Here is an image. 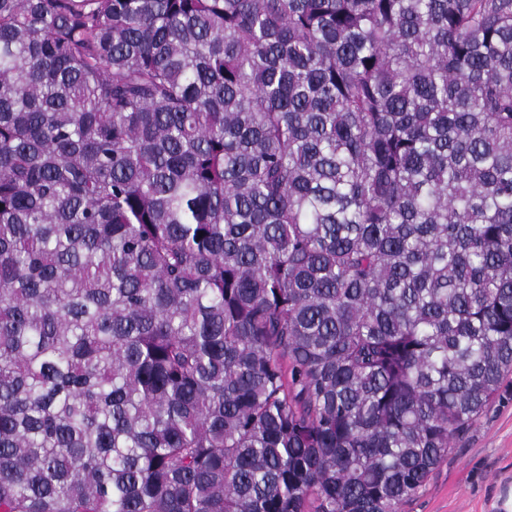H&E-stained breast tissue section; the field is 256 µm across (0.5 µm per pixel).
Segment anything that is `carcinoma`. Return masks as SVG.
Masks as SVG:
<instances>
[{"label":"carcinoma","instance_id":"cac0c4a2","mask_svg":"<svg viewBox=\"0 0 512 512\" xmlns=\"http://www.w3.org/2000/svg\"><path fill=\"white\" fill-rule=\"evenodd\" d=\"M512 371V0H0V512H399Z\"/></svg>","mask_w":512,"mask_h":512}]
</instances>
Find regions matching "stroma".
<instances>
[{
	"label": "stroma",
	"mask_w": 512,
	"mask_h": 512,
	"mask_svg": "<svg viewBox=\"0 0 512 512\" xmlns=\"http://www.w3.org/2000/svg\"><path fill=\"white\" fill-rule=\"evenodd\" d=\"M512 496V386L474 428L457 439L447 459L402 512H505Z\"/></svg>",
	"instance_id": "stroma-1"
}]
</instances>
